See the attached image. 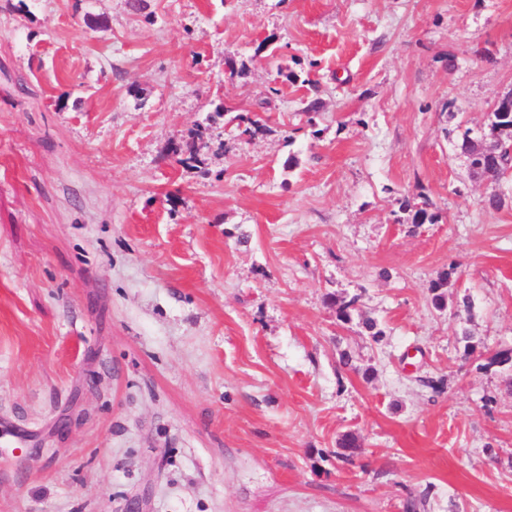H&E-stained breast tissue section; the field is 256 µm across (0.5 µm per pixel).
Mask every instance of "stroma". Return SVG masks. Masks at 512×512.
Here are the masks:
<instances>
[{
  "label": "stroma",
  "mask_w": 512,
  "mask_h": 512,
  "mask_svg": "<svg viewBox=\"0 0 512 512\" xmlns=\"http://www.w3.org/2000/svg\"><path fill=\"white\" fill-rule=\"evenodd\" d=\"M509 91L512 0H0V512H512ZM420 202L412 203L409 199L400 202L402 211H413L412 224H435L437 222V214L431 211L432 204L428 199L421 197Z\"/></svg>",
  "instance_id": "stroma-1"
}]
</instances>
